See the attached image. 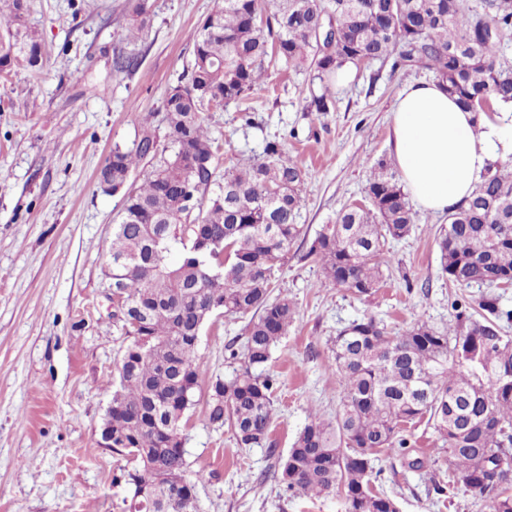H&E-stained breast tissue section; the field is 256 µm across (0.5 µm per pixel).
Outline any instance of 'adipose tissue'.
<instances>
[{
  "mask_svg": "<svg viewBox=\"0 0 512 512\" xmlns=\"http://www.w3.org/2000/svg\"><path fill=\"white\" fill-rule=\"evenodd\" d=\"M393 130L404 187L432 213L453 210L492 163L512 155V135L499 116H474L433 83L401 93Z\"/></svg>",
  "mask_w": 512,
  "mask_h": 512,
  "instance_id": "obj_1",
  "label": "adipose tissue"
}]
</instances>
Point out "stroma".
<instances>
[{
  "label": "stroma",
  "instance_id": "stroma-1",
  "mask_svg": "<svg viewBox=\"0 0 512 512\" xmlns=\"http://www.w3.org/2000/svg\"><path fill=\"white\" fill-rule=\"evenodd\" d=\"M131 0H29L43 66L0 74V512H120L126 459L102 447L112 377L130 344L110 316L112 225L122 194L103 192L97 172L114 146L130 147L143 123L166 133L165 89L188 77L189 32L218 0H149L150 22L125 39ZM138 67L113 69L117 52ZM431 72L374 61L333 87L329 112L304 111L309 75L277 64L240 102L204 112L220 146L218 166L259 159L277 140L304 172L301 237L274 274L296 316L268 369L279 379L266 443L238 447L206 416L208 380L229 378L232 340L248 317H212L196 355L204 381L182 426L199 512H344L339 497L292 494L265 476L286 457L312 412L335 414L342 389L327 365L340 331L366 315L402 331L416 320L453 325L454 300L497 298L512 309V285L464 288L448 279L436 242L443 215L417 209L411 233L385 244L390 262L367 295L332 284L307 252L326 225L367 204L378 162H392V112L407 87ZM376 485L399 512H486L464 490L437 492L432 469L382 456Z\"/></svg>",
  "mask_w": 512,
  "mask_h": 512
}]
</instances>
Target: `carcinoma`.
Listing matches in <instances>:
<instances>
[{"instance_id":"1","label":"carcinoma","mask_w":512,"mask_h":512,"mask_svg":"<svg viewBox=\"0 0 512 512\" xmlns=\"http://www.w3.org/2000/svg\"><path fill=\"white\" fill-rule=\"evenodd\" d=\"M28 0L0 11V72L43 64ZM149 21L146 0L133 7L131 30ZM190 77L163 99L170 153L137 187L131 171L155 158L147 125L132 147L112 148L98 183L121 189L112 233V320L133 338L112 384V450L132 467L122 478L121 512H198L200 472L188 471L181 423L202 378L198 333L215 313L251 315L230 356L234 376L210 382L206 410L238 447L268 439L277 380L266 373L273 348L295 320L294 303L272 296L273 276L301 236L304 177L276 142L262 159L218 175L219 145L204 124L207 106L242 100L268 64L312 71L306 111L329 112L336 75L365 61L394 58L393 68L433 73L448 96L479 116L512 103V0H221L189 34ZM370 207L342 210L310 249L332 283L367 294L381 282L387 238L411 231L408 193L384 162L367 187ZM194 198L193 207L185 201ZM438 238L442 271L462 287L512 282V172L486 173L446 216ZM180 258L170 260L172 252ZM124 259V264L115 261ZM455 326L419 320L394 334L372 316L336 336L330 369L343 390L332 419L319 415L298 433L275 479L309 497L339 496L345 512H390L395 500L376 488L379 455H410L408 428L426 422L445 448L448 488L472 492L489 512H512V491L494 492V471L512 475V338L501 323L512 310L494 298L452 304Z\"/></svg>"}]
</instances>
